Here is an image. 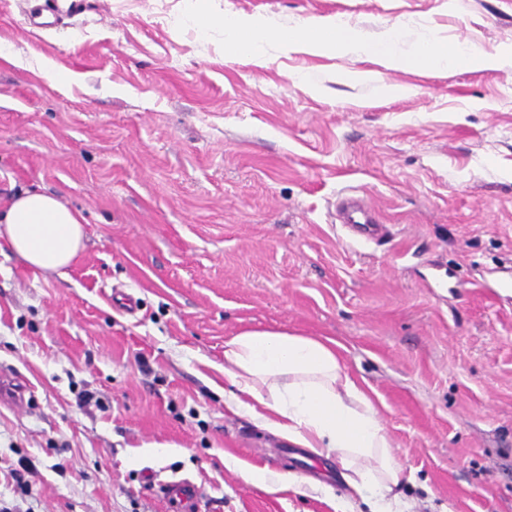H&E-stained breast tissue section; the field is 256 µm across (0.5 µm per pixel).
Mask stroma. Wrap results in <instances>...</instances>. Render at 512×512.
Masks as SVG:
<instances>
[{
    "mask_svg": "<svg viewBox=\"0 0 512 512\" xmlns=\"http://www.w3.org/2000/svg\"><path fill=\"white\" fill-rule=\"evenodd\" d=\"M203 11L512 47V0H87L47 29L0 0L20 60L0 61V211L40 189L86 221L64 274L0 250V368L34 402L0 406V512H166L149 472L193 480L210 512H340L336 454L303 469L225 406L224 344L244 330L335 341L409 512H512V64L231 59L224 27L188 25ZM348 190L386 239H348ZM23 461L24 490L3 478ZM266 468L282 490L250 480Z\"/></svg>",
    "mask_w": 512,
    "mask_h": 512,
    "instance_id": "1",
    "label": "stroma"
}]
</instances>
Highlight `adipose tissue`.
Listing matches in <instances>:
<instances>
[{
	"label": "adipose tissue",
	"instance_id": "adipose-tissue-1",
	"mask_svg": "<svg viewBox=\"0 0 512 512\" xmlns=\"http://www.w3.org/2000/svg\"><path fill=\"white\" fill-rule=\"evenodd\" d=\"M199 30L220 25L231 37L224 53L263 52L274 42L297 51L344 54L358 37L331 19L305 22L288 31L241 15L190 18ZM397 32L386 35L380 60L388 68H468L490 64L473 47L449 42L442 30L430 32L411 53L395 50ZM0 238L31 267L60 271L83 246L82 215L56 196L17 193L0 214ZM224 378L232 391L229 408L246 412L260 426L314 452H334L353 498L371 502L372 512H403L397 492L404 475L386 429L371 400L359 388L330 340L285 331L245 330L224 344Z\"/></svg>",
	"mask_w": 512,
	"mask_h": 512
}]
</instances>
